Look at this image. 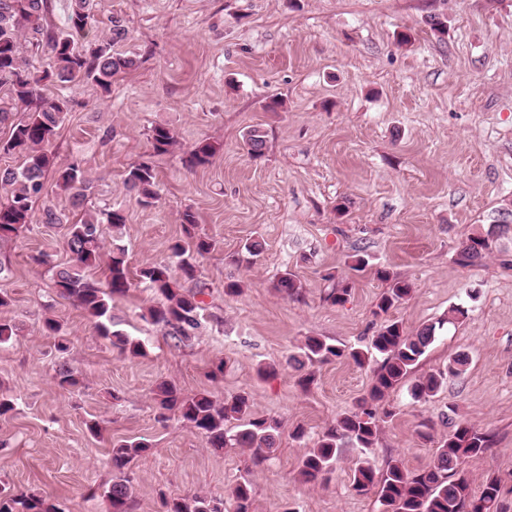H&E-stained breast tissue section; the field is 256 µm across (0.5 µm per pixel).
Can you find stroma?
I'll use <instances>...</instances> for the list:
<instances>
[{
    "label": "stroma",
    "instance_id": "1",
    "mask_svg": "<svg viewBox=\"0 0 512 512\" xmlns=\"http://www.w3.org/2000/svg\"><path fill=\"white\" fill-rule=\"evenodd\" d=\"M92 12L97 36L121 22L126 36L113 49L137 64L106 92L91 82L48 87L70 110L46 151L55 166L87 170L97 209L124 213L131 269L167 260L182 235L180 212H195L216 243L198 261L204 319L191 342L175 344L144 320L157 297L138 287L114 297L112 319L145 342L146 355L100 339L32 260L46 252L68 265L66 227L83 215L47 176L31 224L0 241V292L10 298L0 320L17 328L0 344V395L15 403L0 417V488L41 493L61 512H109L112 444L142 439L151 450L133 469L130 512H164V499L184 495L227 500L248 456L212 452L188 424L159 422L153 390L168 380L188 396L248 393L257 415L280 421L272 457L254 477L252 512H383L375 494L351 490L360 449L344 448L324 484L298 479L306 449L367 391L371 366L315 365L305 391L287 363L309 336L366 344L380 324L381 268L413 287L389 313L406 330L468 310L439 332L420 372L446 369L458 353L469 361L429 401L392 393L395 415L367 457L379 469L391 456L424 467L436 438L465 420L493 441L464 462L473 487L498 475L502 512H512V267L498 255L466 267L453 260L477 225L512 211V0H93ZM273 99L283 103L275 112L266 108ZM158 124L176 135L170 152L151 148ZM254 126L266 133L256 158L243 146ZM202 141L217 148L211 164L185 168L183 153ZM141 161L157 173L149 206L123 185ZM48 205L62 223H43ZM253 240L263 251L249 264L240 255ZM357 254L368 261L359 272ZM286 269L303 285L299 298L273 287ZM336 278L353 284L342 305L325 300ZM230 280L241 281V295H225ZM48 317L60 322L67 352L44 335ZM220 359L224 379L215 383L208 371ZM260 363L277 374L258 378ZM63 365L81 387L58 385ZM93 419L96 437L86 427ZM423 421L434 425L431 439L419 435ZM299 424L301 441L290 436Z\"/></svg>",
    "mask_w": 512,
    "mask_h": 512
}]
</instances>
